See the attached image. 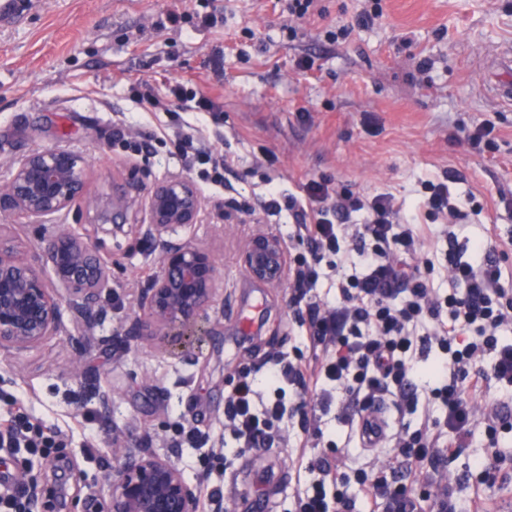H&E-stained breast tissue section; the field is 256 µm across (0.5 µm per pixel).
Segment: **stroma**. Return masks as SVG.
<instances>
[{"label": "stroma", "instance_id": "1", "mask_svg": "<svg viewBox=\"0 0 512 512\" xmlns=\"http://www.w3.org/2000/svg\"><path fill=\"white\" fill-rule=\"evenodd\" d=\"M379 2L382 16L371 29L353 24L364 0H319V14L304 20L289 19L280 0H37L19 18L0 20V183L24 155L58 146L85 160L89 195L100 203L146 196L157 182L183 174L172 142L135 151L123 115L145 135L203 127L215 153L240 158L229 187L198 184L202 221L177 232L208 250L223 272L209 312L213 330L191 363L122 338L162 254L161 242L142 228L143 211L132 208L122 224L96 223L83 204L60 216L111 258L112 289L92 324L65 301L61 336L0 353V416L15 414L20 399L31 423L58 434L53 454L65 465L69 495L107 496L131 448L171 456L200 500L218 487L237 512H254L267 492L272 512H295L321 458H342L350 472L392 466L390 444L360 448L350 425L320 412L306 447L298 445L297 417L288 414L274 424L272 447L224 467L235 448L224 403L240 374L257 368L268 398L273 388L260 363L276 354L315 355L289 314L288 284L253 281L239 262L244 241L258 231L279 235L291 259L308 251L291 213L258 225L237 209L268 181L300 196L308 179L325 178L335 189L388 192L408 204L423 182L445 183L481 206L456 232L505 250L501 284L512 290V106L490 90L512 86V69L494 66L498 53L512 49V0ZM209 6L223 14V25L198 26L197 14ZM171 12L180 22L158 28ZM343 26L348 35L331 38ZM302 60L312 62L310 71L298 69ZM177 80L197 86L221 111L153 114L137 104L139 84L162 96ZM187 424L202 442H180ZM485 446L484 433H476L449 462L455 506L479 490L495 501L512 497L480 486L474 462ZM22 470L44 490L36 512H58L47 492L55 472L40 457L22 461L0 447V476L12 481Z\"/></svg>", "mask_w": 512, "mask_h": 512}]
</instances>
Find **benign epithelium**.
Segmentation results:
<instances>
[{"label": "benign epithelium", "instance_id": "7a95c632", "mask_svg": "<svg viewBox=\"0 0 512 512\" xmlns=\"http://www.w3.org/2000/svg\"><path fill=\"white\" fill-rule=\"evenodd\" d=\"M81 202H90L85 172L80 158L63 147L30 152L0 185V210L12 211L26 224H42ZM134 203L128 196L117 198L100 221L112 222ZM144 210L148 233L164 241V248L158 272L139 290L128 335L175 342L190 359L193 337L203 330L222 277L211 253L167 236L201 221L202 200L188 178L171 176L152 187ZM44 253L53 272L50 280L0 227L1 352L34 347L57 335L61 300L77 301L90 312L110 291L109 262L81 235L57 224ZM240 262L251 279L281 283L288 273V250L279 236L255 233L245 241ZM78 512H199V501L173 459L139 450L114 470L108 502L88 494Z\"/></svg>", "mask_w": 512, "mask_h": 512}]
</instances>
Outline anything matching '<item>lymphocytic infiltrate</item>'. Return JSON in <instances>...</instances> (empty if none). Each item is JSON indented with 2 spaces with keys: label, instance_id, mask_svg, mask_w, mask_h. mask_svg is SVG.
I'll list each match as a JSON object with an SVG mask.
<instances>
[{
  "label": "lymphocytic infiltrate",
  "instance_id": "1",
  "mask_svg": "<svg viewBox=\"0 0 512 512\" xmlns=\"http://www.w3.org/2000/svg\"><path fill=\"white\" fill-rule=\"evenodd\" d=\"M169 94L163 100L148 90L138 94L137 102L154 112H175L189 104L201 112L220 109L180 82L170 86ZM177 137L180 159L198 170L203 182H223L225 172L233 170L235 157L214 154L200 130L191 127ZM424 190L421 208L441 220L435 236L456 241L454 228L468 217L464 202L451 198L441 183H426ZM305 191V197L284 198L270 189L250 213L258 220L292 213L295 235L306 241L308 255L294 273L290 307L305 319L310 345L324 356L299 362L275 358L269 367L275 385L269 399L261 396L251 372H243L226 400L224 424L240 450L250 452L269 445L274 421L285 414L310 424V411L329 410L339 389L346 396L340 417L350 424L391 392L413 409L418 395L411 361L438 353V376L428 397L442 405L444 418L423 420L416 431L401 429L393 436L394 460L407 478L391 481L363 469L356 476L370 512H423L429 495L418 488L420 476L445 452L466 447L477 425L476 408L487 399L488 381L512 392V342L500 335L502 327L512 325V300L501 285L499 261L483 239L467 241L472 259L455 268L459 290L440 294L419 268L407 265L424 236L392 194L355 197L314 179ZM360 211L363 222L351 223L352 213ZM329 253L338 255L343 277L339 301L322 307L309 295ZM487 353L493 356L491 366H479ZM316 469L319 477L299 495L297 512H350L342 464L320 461Z\"/></svg>",
  "mask_w": 512,
  "mask_h": 512
}]
</instances>
